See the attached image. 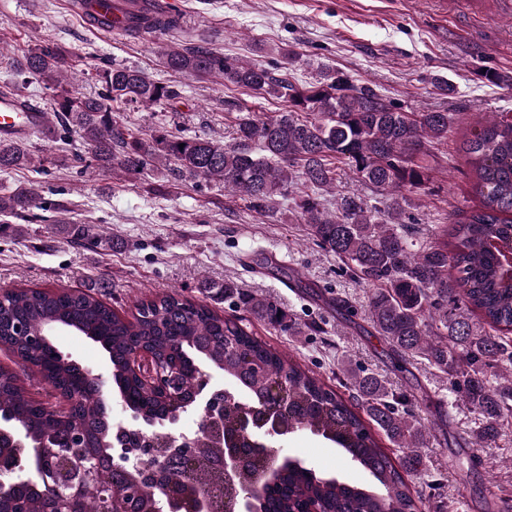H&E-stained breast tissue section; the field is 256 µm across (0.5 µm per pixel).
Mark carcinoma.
I'll use <instances>...</instances> for the list:
<instances>
[{
    "label": "carcinoma",
    "instance_id": "carcinoma-1",
    "mask_svg": "<svg viewBox=\"0 0 512 512\" xmlns=\"http://www.w3.org/2000/svg\"><path fill=\"white\" fill-rule=\"evenodd\" d=\"M77 55L56 43L38 45L13 62L22 80L55 90L51 109L63 123L64 138L76 136L102 172L119 169L142 175L157 165L198 182L219 181L224 190L263 212L275 197L286 198L300 182L297 204L308 235L335 256L357 283L370 289L367 316L374 332L404 363L416 362L450 376L454 392L475 417L474 444L496 440L512 418V275L498 253H512V122L488 119L462 146L470 167L472 193L480 204L419 241L406 221L407 193L429 179L427 157L448 139L446 111L405 112L373 89L356 87L342 72L326 70L319 80L295 84L269 66L242 63L208 48L168 49L162 63L182 76L217 75L252 91H273L288 111L264 118L240 113L226 145L200 134L165 129L140 132L114 117L119 105L139 102L177 110L180 94L145 72L122 66L95 68L100 89L83 95L66 86ZM184 148H179V145ZM32 161L21 140H0V173ZM371 191L336 196V210L324 207L322 192L336 187L339 166ZM380 198L384 208L373 203ZM56 208L33 186L0 195L3 223L45 221ZM71 241L98 248L110 240L90 226L71 225ZM272 327H286L287 314L275 302L244 292L232 280L213 290ZM490 331H482L477 322ZM73 331L103 349L112 381L127 405L144 421L176 423L193 396L200 369L224 373L235 390L224 397V420L234 423L243 407L278 420L282 434L308 429L334 443L370 481L352 484L318 474L290 458L276 474L260 478L264 463L244 482L256 488L254 512H296L311 502L322 512H421L415 490L405 481L423 464L426 430L412 415V399L373 372L347 376L346 399L294 358L273 350L236 319L176 292L140 301L128 320L85 290L15 288L0 297V349L37 368L56 386L70 390L75 411L60 418L36 403L0 368V413L32 442L53 440L68 447L75 433L96 448L107 447L112 419L98 383L61 355L55 332ZM181 362L178 396L159 399L147 391L129 362L138 351ZM398 449L393 460L367 423ZM44 488L6 485L0 512H44Z\"/></svg>",
    "mask_w": 512,
    "mask_h": 512
}]
</instances>
